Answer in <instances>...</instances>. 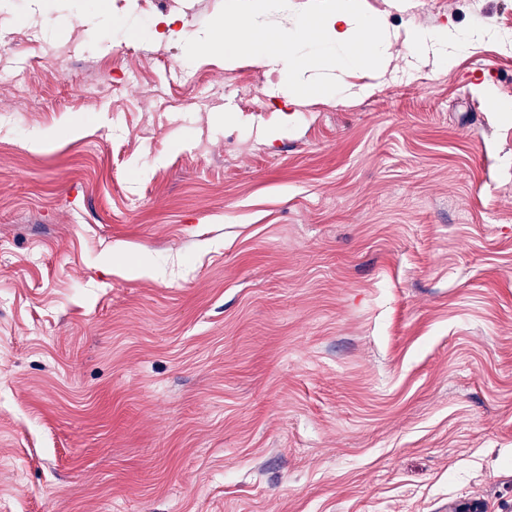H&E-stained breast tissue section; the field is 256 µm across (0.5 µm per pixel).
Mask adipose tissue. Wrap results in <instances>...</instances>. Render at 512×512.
I'll use <instances>...</instances> for the list:
<instances>
[{"label":"adipose tissue","instance_id":"ef3b65f1","mask_svg":"<svg viewBox=\"0 0 512 512\" xmlns=\"http://www.w3.org/2000/svg\"><path fill=\"white\" fill-rule=\"evenodd\" d=\"M257 10L243 7L234 21L213 26L205 38L185 35V42L195 50H219L226 64L250 59L271 68L280 85L288 89L289 99L299 98L311 87V76L320 70H331L321 90L331 96H342L346 86L342 72L356 66L382 69L391 44L385 23L362 14L352 0H336L316 16L314 23L299 24L288 37H277L264 27ZM485 37L481 31H458L441 28L436 32L420 31L411 37L413 53L433 51L439 64H448L464 49Z\"/></svg>","mask_w":512,"mask_h":512}]
</instances>
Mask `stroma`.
<instances>
[{
  "label": "stroma",
  "mask_w": 512,
  "mask_h": 512,
  "mask_svg": "<svg viewBox=\"0 0 512 512\" xmlns=\"http://www.w3.org/2000/svg\"><path fill=\"white\" fill-rule=\"evenodd\" d=\"M230 4L0 0V512H512V0L292 103ZM490 30L458 31L445 26L436 32H416L412 35L410 46L414 54L432 50L437 62L448 65L452 58L464 49L470 48L485 37L490 36Z\"/></svg>",
  "instance_id": "obj_1"
}]
</instances>
